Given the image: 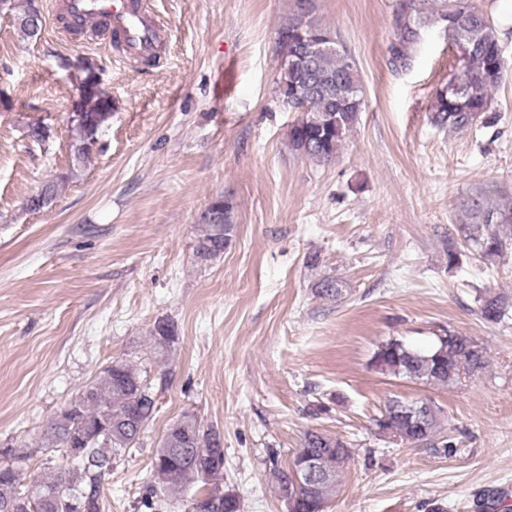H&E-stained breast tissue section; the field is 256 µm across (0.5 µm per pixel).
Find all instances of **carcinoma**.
Instances as JSON below:
<instances>
[{
	"label": "carcinoma",
	"mask_w": 512,
	"mask_h": 512,
	"mask_svg": "<svg viewBox=\"0 0 512 512\" xmlns=\"http://www.w3.org/2000/svg\"><path fill=\"white\" fill-rule=\"evenodd\" d=\"M13 17L24 38L34 40L42 31V19L32 0H7L0 11ZM443 24L444 36L453 47L465 45L468 53L459 58L462 73L448 79L437 92L432 105V121L438 126L464 129L492 120L489 115L494 90L506 79L499 41L489 18L475 9L469 0H399L393 16L389 64L396 70L411 65L412 52L422 39L424 29ZM331 38V29L315 19L309 8H300L278 30L280 64L278 98L285 106L298 101L305 111L288 132L292 149L317 162L336 159L346 136L359 122L365 107L363 84L354 58L340 42L329 43L322 52H309L308 36ZM79 116L72 119L77 138L72 144L74 158L88 157L96 143V134L112 115V102L97 92L90 75L78 83ZM56 185H46L27 200V208L40 211L53 205ZM469 224L464 243L448 239V267L459 264L463 249H472L488 262L500 257L512 246V206L505 207L484 193L463 203ZM236 225L232 209L224 196L214 197L202 217L200 232L193 248L199 264H207L224 254L231 244ZM321 298L338 299L342 285L332 277L315 284ZM512 313V298L485 293L478 297L477 315L489 324H497ZM177 326L168 319L155 322L150 330V347L157 361H163L178 341ZM485 350L470 337L453 332L436 338L434 344L419 350L397 338L376 348L372 367L383 375L424 384L449 386L464 373L484 368ZM156 401L151 382L141 371L122 359H114L85 385L82 392L51 417L42 432L39 449L59 457L63 465L50 477L27 480L25 470L32 453L19 449L3 452L0 460V512H12L30 489L35 494L24 512H102V490L112 468L124 455L140 447V438L153 418ZM387 422L373 419V425L417 446L434 445L441 434V409L425 411L424 429L417 432L397 412V401L388 403ZM82 437L88 440L81 456L68 457V444ZM300 451L323 457L332 472L329 479L302 493L288 512H316L336 492L339 474L336 464L342 453H350L348 443L319 431L305 434ZM224 440L214 427L206 425L191 412L171 422L153 450L151 470L146 482L145 506L157 507L158 494L187 486H199L191 512H240L238 498L224 492Z\"/></svg>",
	"instance_id": "obj_1"
}]
</instances>
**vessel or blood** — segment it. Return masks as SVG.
<instances>
[{
  "instance_id": "b4317fda",
  "label": "vessel or blood",
  "mask_w": 512,
  "mask_h": 512,
  "mask_svg": "<svg viewBox=\"0 0 512 512\" xmlns=\"http://www.w3.org/2000/svg\"><path fill=\"white\" fill-rule=\"evenodd\" d=\"M68 11L90 27L106 22L122 42L127 61L152 55L162 46V27L145 0H68Z\"/></svg>"
}]
</instances>
